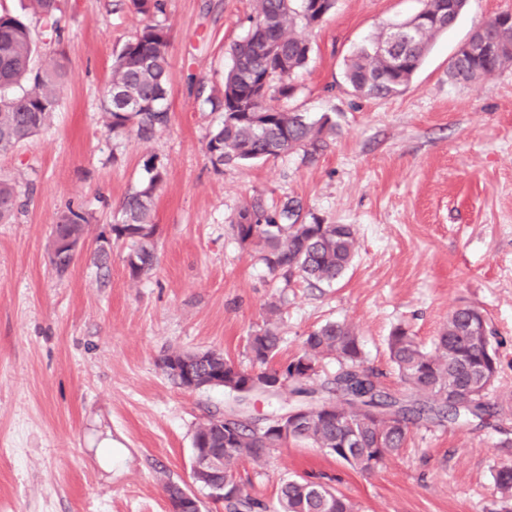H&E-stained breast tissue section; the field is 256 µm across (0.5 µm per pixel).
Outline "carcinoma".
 <instances>
[{
  "label": "carcinoma",
  "instance_id": "cac0c4a2",
  "mask_svg": "<svg viewBox=\"0 0 512 512\" xmlns=\"http://www.w3.org/2000/svg\"><path fill=\"white\" fill-rule=\"evenodd\" d=\"M44 22L43 34L60 36L63 10L60 0H30ZM146 24L125 41L112 57L109 81L103 96V124L112 134L134 132L148 138L170 121L166 101L171 84L170 37L160 20L165 0H128ZM466 0H424L423 10L433 14L430 24L403 47V63L392 67L389 55L380 52L381 32L355 52L347 66V79L360 96L386 98L404 92L419 69L434 39L448 29ZM335 7V0H256L249 16L247 35L230 49L232 65L224 74L223 89L204 97L201 108L221 115L210 132L206 153L213 168L278 157L296 148H317L333 129L328 120L311 121L301 112L272 104L274 92L289 98L296 86L292 76L305 67L311 53L309 39L298 27L313 28ZM497 14L484 22L491 39L511 45L501 54H473L457 50L448 76L472 83L512 64V23ZM38 39L20 18L0 13V152L31 138L47 127L56 111L66 75L62 62L51 57L34 64ZM146 180L127 194L121 221L111 225L117 239L130 240L129 274L148 273L156 259L153 198L165 181L166 167L155 155L143 163ZM13 185L0 181V223L22 211ZM300 205L292 201L268 212L258 202L239 211L234 231L242 243L262 247L261 260L273 275L298 273L308 281L335 282L351 267L356 240L350 224L297 223ZM88 213L71 206L54 224L51 239L84 238ZM483 309L461 305L432 343L424 347L416 337L397 328L388 338L389 358L399 378V394L391 392L383 373L366 364L357 334L344 322L330 321L305 337L301 352L275 362L281 337L265 327L249 336L252 367L243 369L223 354L198 358L191 351L174 349L164 360L186 357L207 373L224 364L225 374L236 378L235 393H266L261 383L280 377L292 386L294 405L307 406L300 424L290 434L274 431L265 417L241 423L196 427L194 439L203 447L224 449L225 507L230 512H269V506L252 497L237 476L240 462L266 460L272 450L290 441L319 448L359 472H370L400 454L410 426L421 422L463 423L490 411L484 401L497 374L490 338L479 331ZM333 358L338 369L322 389L336 396V407L315 409L311 386L322 360ZM495 484L503 497L512 498V463L502 464ZM278 512H355V505L331 484L305 477L283 482L277 496Z\"/></svg>",
  "mask_w": 512,
  "mask_h": 512
}]
</instances>
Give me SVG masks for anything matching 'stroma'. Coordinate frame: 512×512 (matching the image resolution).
I'll return each mask as SVG.
<instances>
[{"label": "stroma", "instance_id": "obj_1", "mask_svg": "<svg viewBox=\"0 0 512 512\" xmlns=\"http://www.w3.org/2000/svg\"><path fill=\"white\" fill-rule=\"evenodd\" d=\"M65 3L63 35L44 47L68 69L51 125L0 153V179L31 197L0 224V512H167L166 484L192 481L196 427L237 406L224 388L175 385L162 368L171 350L216 349L247 368L248 336L266 324L289 359L310 331L343 321L393 386L391 331L430 344L465 304L494 330L493 413L412 426L402 453L370 473L291 442L263 463L241 462L238 475L270 504L284 480L326 473L358 512H497L495 474L512 462V65L470 84L448 68L512 0H468L408 89L387 98L357 96L347 64L423 0H336L309 31L312 54L283 103L329 117L324 146L218 170L206 156L218 116L200 110L196 90L221 86L255 0H167L170 123L148 140L102 122L112 53L144 18L123 0ZM151 154L167 169L154 201L156 262L134 279L127 241H113L106 265L93 255ZM255 200L270 211L298 201L304 223L352 225V267L330 285L271 275L232 229ZM70 205L93 220L61 276L50 230Z\"/></svg>", "mask_w": 512, "mask_h": 512}]
</instances>
